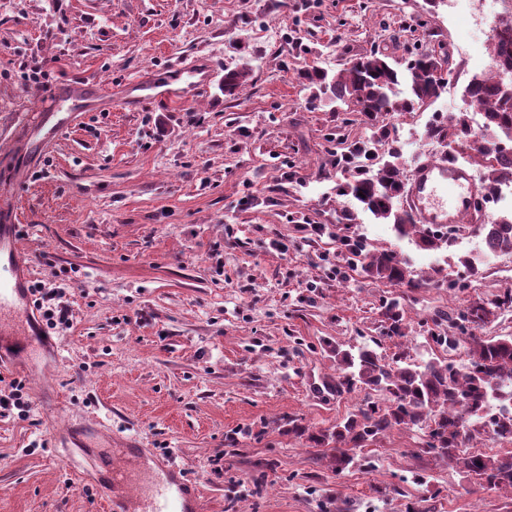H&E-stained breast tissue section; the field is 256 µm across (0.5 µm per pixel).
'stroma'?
<instances>
[{"mask_svg":"<svg viewBox=\"0 0 512 512\" xmlns=\"http://www.w3.org/2000/svg\"><path fill=\"white\" fill-rule=\"evenodd\" d=\"M448 59L439 97L412 112L363 123L311 100L301 72L338 75L371 53L404 67L412 52ZM491 38L446 0H0V153L16 115L74 78L120 97L127 80L182 60L216 77L177 111L151 102L84 113L46 152L20 167L0 161V195L15 197L31 282L63 287L70 324L50 330L58 358L38 371L0 373V394L22 384L26 416L0 415V512H107L94 479L63 461L57 432L90 422L113 438H142L173 456L200 492V512H512V491L487 489L421 449L401 428L367 453L376 468L335 474L305 438L333 426L363 391L324 397L336 364L321 347L378 341L419 357L432 335H469L439 320L476 297L512 291V253L477 256L473 225L512 216V201L470 215L453 245L430 253L338 195L351 174L339 159L374 139L378 159L401 151L410 177L447 157L433 124L473 112L466 86L490 72ZM48 63L44 89L26 87L24 62ZM247 76L223 91L230 69ZM372 138V137H371ZM365 252L407 258L412 290L367 277L342 238ZM401 303L404 338L389 336L382 299ZM58 392L41 400L43 384Z\"/></svg>","mask_w":512,"mask_h":512,"instance_id":"1","label":"stroma"}]
</instances>
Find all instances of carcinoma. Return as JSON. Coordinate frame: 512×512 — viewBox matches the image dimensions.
Listing matches in <instances>:
<instances>
[{"instance_id":"cac0c4a2","label":"carcinoma","mask_w":512,"mask_h":512,"mask_svg":"<svg viewBox=\"0 0 512 512\" xmlns=\"http://www.w3.org/2000/svg\"><path fill=\"white\" fill-rule=\"evenodd\" d=\"M491 75L471 82L467 88L470 103L484 116V125L501 130L508 141H491L476 150L489 171L490 192L500 189L503 169L512 158V98L505 88L512 83V30L492 42ZM435 52L425 50L407 60L404 69L394 67L385 57H359L346 69L347 76L329 77L328 71L313 66L302 73L303 86L317 100L327 96L341 105H353L371 120L379 114L413 112L423 102L436 98L443 89L435 75ZM407 85L400 96L398 86ZM469 133L467 114L452 115L448 127L428 131L431 137L450 135L456 141ZM404 182L394 164L383 163L377 170L364 169L339 185V195L350 196L363 210L378 219L391 221L403 237H413L418 248L427 251L448 244V233L413 223L410 215L398 212L394 192H403ZM485 248L493 253H512V219L479 225ZM363 271L367 276L391 285L410 289L422 283L411 278L407 261L397 252L382 250L365 255ZM382 315L389 332L404 336V316L396 298L385 301ZM512 310V291L488 301H473L463 319L479 329ZM441 353L429 352V358H410L396 353L391 358L365 344L344 349L330 347L336 359V388L370 390L377 399L366 400L336 425L318 431L288 422L290 430L308 433L317 449V459L326 461L337 474L355 462L358 451L376 443L396 428H416L433 442H423L426 452L480 482L512 490V453L467 451L465 447L477 436L491 433L512 441V336L486 338L473 334L466 340L467 360L458 364L451 357L460 339L434 336Z\"/></svg>"}]
</instances>
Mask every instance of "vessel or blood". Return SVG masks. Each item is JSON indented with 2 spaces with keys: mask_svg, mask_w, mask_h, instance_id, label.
Masks as SVG:
<instances>
[{
  "mask_svg": "<svg viewBox=\"0 0 512 512\" xmlns=\"http://www.w3.org/2000/svg\"><path fill=\"white\" fill-rule=\"evenodd\" d=\"M212 78L211 67L186 72L173 64L155 79H130L127 87L144 100L171 103L202 92ZM102 94L94 80L79 78L37 111L21 113L17 124L38 146L49 147L81 118L90 99ZM481 192L470 172L453 162L421 164L408 189L413 220L433 226L457 224L460 215L474 210ZM20 232L19 225L0 224V264L11 273L0 281V370L10 368L16 354L21 357L20 368L38 366L45 352L31 301V279L23 266ZM64 442L88 451L108 512H200L197 486L184 478L171 458L154 456L141 439L125 436L116 443L96 428L74 426Z\"/></svg>",
  "mask_w": 512,
  "mask_h": 512,
  "instance_id": "b4317fda",
  "label": "vessel or blood"
}]
</instances>
